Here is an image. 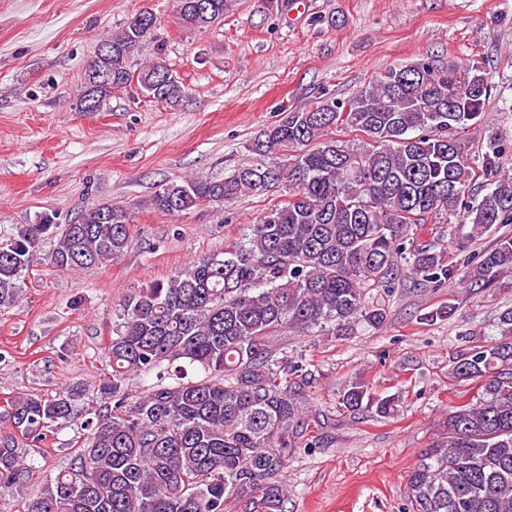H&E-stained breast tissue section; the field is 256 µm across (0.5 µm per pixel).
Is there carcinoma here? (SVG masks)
Returning a JSON list of instances; mask_svg holds the SVG:
<instances>
[{
    "label": "carcinoma",
    "mask_w": 512,
    "mask_h": 512,
    "mask_svg": "<svg viewBox=\"0 0 512 512\" xmlns=\"http://www.w3.org/2000/svg\"><path fill=\"white\" fill-rule=\"evenodd\" d=\"M228 0H176L180 23L204 30L224 19ZM135 14L103 40L83 73L81 110L97 112L113 90L137 83L152 101L177 106L185 95L162 54L138 70L130 59L156 28ZM491 85L475 64L420 60L382 72L344 101L286 111L250 145L288 163L241 164L223 177L164 184L153 209L180 216L202 203L220 207L247 194L284 190L285 200L245 227L224 256L201 258L124 298L105 352L109 371L96 388L82 383L53 396H18L4 409L16 434L0 435V500L23 512H283L282 473L302 443L303 403L312 388L304 364L273 344L275 334L338 339L359 325L384 326L367 301L392 291L401 273L418 285L491 288L512 271V174L490 124ZM485 132L472 152L465 132ZM360 132V143L334 138ZM487 191L473 192L477 181ZM131 213L103 202L71 229L53 213L20 224L0 241V308L14 306L42 261L60 270L104 265L127 248ZM448 225L449 244L420 238L428 222ZM493 238L476 252L474 245ZM49 243L48 251L43 244ZM468 253L458 263L448 248ZM445 303L419 316L456 317ZM203 378L186 379V367ZM156 373L135 400L126 380ZM451 378L476 384V402L452 407L446 436L425 449L406 482L404 512H512V307L496 337L454 362ZM352 414L394 415L398 397L377 396L360 380L339 393ZM86 415L75 462L42 479L24 445Z\"/></svg>",
    "instance_id": "obj_1"
}]
</instances>
